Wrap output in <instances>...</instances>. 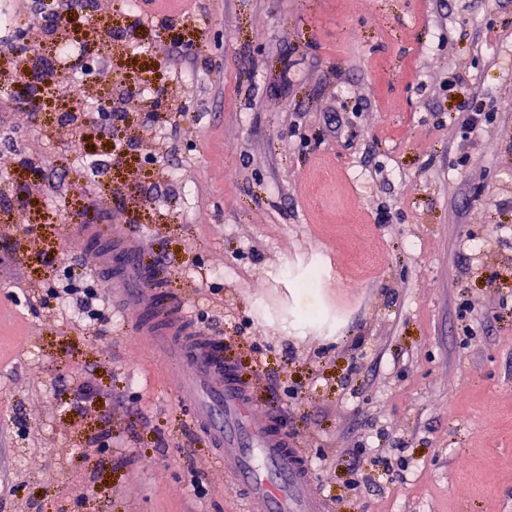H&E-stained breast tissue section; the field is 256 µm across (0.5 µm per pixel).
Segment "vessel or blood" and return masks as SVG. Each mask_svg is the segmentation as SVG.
I'll use <instances>...</instances> for the list:
<instances>
[{
	"instance_id": "obj_1",
	"label": "vessel or blood",
	"mask_w": 512,
	"mask_h": 512,
	"mask_svg": "<svg viewBox=\"0 0 512 512\" xmlns=\"http://www.w3.org/2000/svg\"><path fill=\"white\" fill-rule=\"evenodd\" d=\"M140 243L115 235L112 259L88 256L92 270L112 284L119 309L135 317L134 332L162 363L180 371V389L196 425L241 492L248 512H329L301 449L276 422L255 412L250 389L225 367L212 338L198 335L184 305L145 288Z\"/></svg>"
}]
</instances>
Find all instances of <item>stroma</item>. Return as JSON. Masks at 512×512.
Segmentation results:
<instances>
[{
    "instance_id": "obj_1",
    "label": "stroma",
    "mask_w": 512,
    "mask_h": 512,
    "mask_svg": "<svg viewBox=\"0 0 512 512\" xmlns=\"http://www.w3.org/2000/svg\"><path fill=\"white\" fill-rule=\"evenodd\" d=\"M97 6L138 30L115 74L169 106L148 123L136 93L112 135L87 125L125 155L95 180L54 107L0 91V187L33 203L0 216V512H243L133 316L96 338L47 298L82 272L85 212L207 319L330 512H512V0ZM473 95L497 118L468 133ZM147 123L152 161L131 144Z\"/></svg>"
}]
</instances>
